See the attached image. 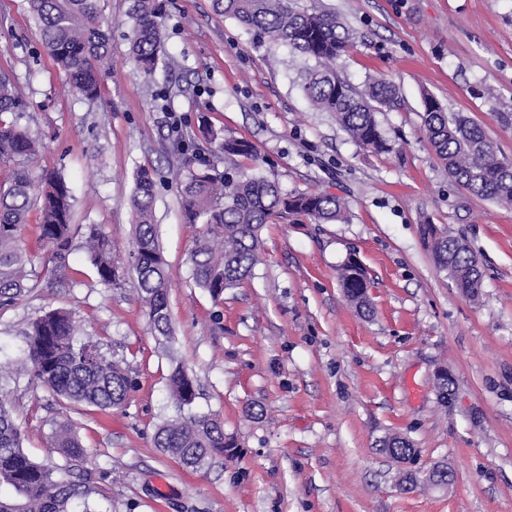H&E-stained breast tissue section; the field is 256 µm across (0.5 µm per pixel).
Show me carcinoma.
Segmentation results:
<instances>
[{"instance_id":"obj_1","label":"carcinoma","mask_w":512,"mask_h":512,"mask_svg":"<svg viewBox=\"0 0 512 512\" xmlns=\"http://www.w3.org/2000/svg\"><path fill=\"white\" fill-rule=\"evenodd\" d=\"M28 4L43 44L71 88L86 100H97L109 75L112 52L99 0H28ZM213 7L249 30L256 43L285 44L294 54L313 62L301 73L312 106L330 113L359 147L372 152L388 150L376 114L400 107L399 91L382 79H369L357 87L338 71L336 62L350 47V34L335 15L309 12L298 0H213ZM129 18L128 55L151 92L164 43L162 0H132ZM422 104V135L448 177L476 197L511 207L512 161L499 157L484 131L464 113L445 111L431 95L425 96ZM28 108L13 78L0 74V164L11 168L8 181L0 184V300L13 303L37 287L41 274L66 268L73 239L81 232L99 282L108 288L120 287L109 237L94 224L83 232L72 223V191L64 177L56 171L33 176L31 164L41 142L18 124ZM210 143L228 159L256 155L251 143L234 136L212 138ZM182 161V216L187 224L202 225L189 253L192 279L215 302L223 300L224 290L254 275L261 261L264 226L300 218L335 223L347 212L346 202L333 193L288 194L264 177H233L210 163L196 167L194 158L185 155ZM156 186L155 170H135L130 197L134 244L129 267L136 275L138 300L146 308L155 335L166 341L172 335L168 305L172 274L153 222ZM34 206L39 212V241L53 263L40 273L20 245L21 227ZM422 235L438 269L447 272L463 293L477 296L482 274L475 254L429 222L422 224ZM338 279L355 308L371 315L368 272L356 255H349L341 264ZM21 371L50 394L101 411L121 407L132 388L122 362L109 358L99 343L80 337L72 315L58 309L30 324ZM168 387L178 414L157 427L155 447L196 471L223 455L224 449L235 447L224 438L219 419L188 411L197 398L193 377L177 366L169 375ZM54 438L64 456H84L72 427L59 426ZM381 444L402 463L409 462L415 452L412 442L400 435H390ZM62 472L33 461L24 452L12 406L0 397V512H93L86 501L88 491Z\"/></svg>"}]
</instances>
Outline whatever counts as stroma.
<instances>
[{"label":"stroma","instance_id":"stroma-1","mask_svg":"<svg viewBox=\"0 0 512 512\" xmlns=\"http://www.w3.org/2000/svg\"><path fill=\"white\" fill-rule=\"evenodd\" d=\"M354 34L338 62L354 85L385 78L400 109L378 114L385 153L360 149L299 79L304 59L254 43L212 0H165L164 51L152 98L127 50L129 0H101L112 24V75L98 101L65 86L27 10L0 0V72L31 103L21 120L43 140L36 169L61 172L73 221L112 240L122 285H101L83 248L61 280L0 307V393L12 404L37 462L69 468L94 512H512V209L451 182L422 138V99L482 128L512 160V0H300ZM243 138L261 160H224L202 128ZM218 169L275 180L287 193L344 197L335 224H269L253 278L222 302L193 282L188 254L200 225L183 223L173 138ZM156 169L154 219L172 272L169 308L176 361L153 335L127 265L136 168ZM476 254L483 280L465 295L439 271L423 222ZM357 254L370 273L372 317L343 294L337 270ZM71 310L83 336L123 360L134 380L122 408L102 412L53 399L17 371L30 323ZM180 363L198 384L192 409L210 413L235 442L231 457L200 471L155 448L176 415L167 379ZM447 367L455 398L433 387ZM253 416H246V408ZM73 424L88 452L69 460L53 433ZM409 438L414 466L447 464L448 490L397 488L400 464L379 450Z\"/></svg>","mask_w":512,"mask_h":512}]
</instances>
